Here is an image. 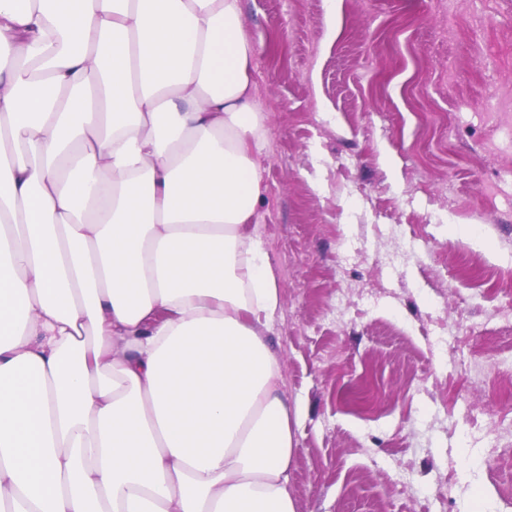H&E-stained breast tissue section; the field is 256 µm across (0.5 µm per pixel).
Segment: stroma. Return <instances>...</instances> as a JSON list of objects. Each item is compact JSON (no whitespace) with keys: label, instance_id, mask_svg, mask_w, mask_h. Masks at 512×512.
<instances>
[{"label":"stroma","instance_id":"1","mask_svg":"<svg viewBox=\"0 0 512 512\" xmlns=\"http://www.w3.org/2000/svg\"><path fill=\"white\" fill-rule=\"evenodd\" d=\"M242 4L298 512H512V0Z\"/></svg>","mask_w":512,"mask_h":512}]
</instances>
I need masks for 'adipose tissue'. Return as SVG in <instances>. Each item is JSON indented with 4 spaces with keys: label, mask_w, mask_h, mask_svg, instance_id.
<instances>
[{
    "label": "adipose tissue",
    "mask_w": 512,
    "mask_h": 512,
    "mask_svg": "<svg viewBox=\"0 0 512 512\" xmlns=\"http://www.w3.org/2000/svg\"><path fill=\"white\" fill-rule=\"evenodd\" d=\"M241 0H0V512H297Z\"/></svg>",
    "instance_id": "ef3b65f1"
}]
</instances>
